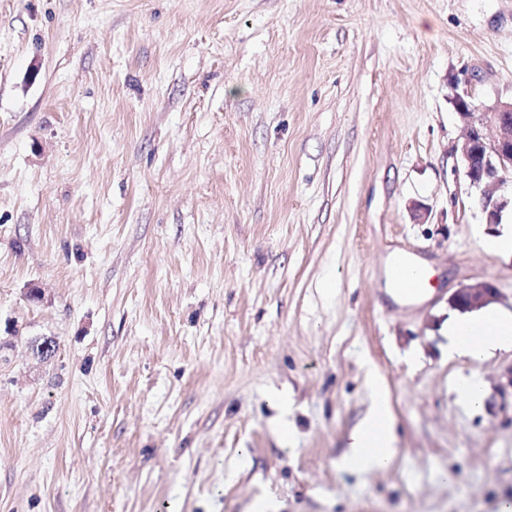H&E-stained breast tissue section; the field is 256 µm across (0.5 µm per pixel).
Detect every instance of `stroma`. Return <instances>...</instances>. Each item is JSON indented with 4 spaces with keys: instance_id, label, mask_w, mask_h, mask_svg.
I'll return each instance as SVG.
<instances>
[{
    "instance_id": "stroma-1",
    "label": "stroma",
    "mask_w": 512,
    "mask_h": 512,
    "mask_svg": "<svg viewBox=\"0 0 512 512\" xmlns=\"http://www.w3.org/2000/svg\"><path fill=\"white\" fill-rule=\"evenodd\" d=\"M465 91L512 99V0H0V512L512 503V350L443 332L464 284L512 313ZM395 253L429 300L387 294ZM371 367L398 443L357 475ZM402 269L412 270L421 275L422 285L418 291L408 293L402 290L405 287L398 275V272ZM431 275L432 273L426 265L414 261L413 259H406L404 261L388 260L385 265L386 286L387 288H389L390 293L393 296L405 297L399 293V291L397 290L399 289L404 293L415 295V297H405L407 300L410 301H420L430 294L428 290L430 287L429 280L431 278ZM455 391L459 400L469 409H477L483 400L484 386L475 377H465L458 380Z\"/></svg>"
}]
</instances>
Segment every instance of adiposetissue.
<instances>
[{"label": "adipose tissue", "instance_id": "obj_1", "mask_svg": "<svg viewBox=\"0 0 512 512\" xmlns=\"http://www.w3.org/2000/svg\"><path fill=\"white\" fill-rule=\"evenodd\" d=\"M448 353L479 362L496 351L512 349V315L494 311L461 312L447 321ZM370 408L349 434L342 469L367 473L387 467L395 453L394 419L388 390L375 370L367 372Z\"/></svg>", "mask_w": 512, "mask_h": 512}]
</instances>
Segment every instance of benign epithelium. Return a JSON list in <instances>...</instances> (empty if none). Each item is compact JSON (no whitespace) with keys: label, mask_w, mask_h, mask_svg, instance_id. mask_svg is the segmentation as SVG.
<instances>
[{"label":"benign epithelium","mask_w":512,"mask_h":512,"mask_svg":"<svg viewBox=\"0 0 512 512\" xmlns=\"http://www.w3.org/2000/svg\"><path fill=\"white\" fill-rule=\"evenodd\" d=\"M454 104L465 130L455 152L469 187L480 190L478 205L485 223L499 224L504 212L512 210V196L494 192L512 174V102L488 106L467 94L456 96ZM497 296V288L489 282L467 284L450 296L449 304L461 311H475ZM32 350L41 360L56 354L51 337L34 340Z\"/></svg>","instance_id":"1"}]
</instances>
